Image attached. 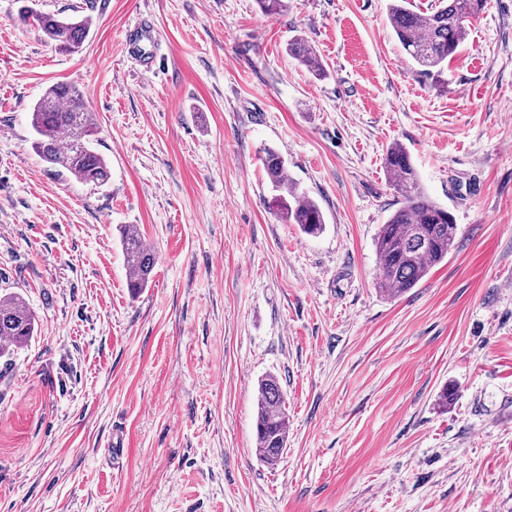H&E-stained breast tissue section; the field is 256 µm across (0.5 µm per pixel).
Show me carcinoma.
<instances>
[{
  "instance_id": "1",
  "label": "carcinoma",
  "mask_w": 512,
  "mask_h": 512,
  "mask_svg": "<svg viewBox=\"0 0 512 512\" xmlns=\"http://www.w3.org/2000/svg\"><path fill=\"white\" fill-rule=\"evenodd\" d=\"M266 15L288 11V0H257ZM485 0H447L426 14L413 9L411 0H391L389 23L409 58L430 75L441 73L464 43L468 23L483 10ZM34 20L44 36L63 50L80 51L91 27L89 17L68 18L56 14H36ZM288 54L308 70L321 73L316 53L305 40L288 42ZM36 134L33 149L48 164L76 180L100 186L109 179L106 160L93 146L97 124L88 112L80 88L71 83L51 85L31 112ZM266 177L274 191L277 214L286 224L298 225L307 235L324 229L318 204L292 180L286 160L267 149L262 157ZM391 182L400 194V206L381 225L375 241L378 257L377 288L390 298H398L415 287L430 269L448 257L454 246L458 225L447 208L431 200L422 190L417 171L407 150L392 144L385 157ZM121 241L128 263V288L136 294L148 286L156 257L143 243L139 232L126 228ZM36 319L19 297L0 296V341L20 346L35 331ZM256 448L269 465L282 457L288 442V414L279 379L268 375L258 384L256 401Z\"/></svg>"
}]
</instances>
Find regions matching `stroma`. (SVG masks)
<instances>
[{
	"instance_id": "obj_1",
	"label": "stroma",
	"mask_w": 512,
	"mask_h": 512,
	"mask_svg": "<svg viewBox=\"0 0 512 512\" xmlns=\"http://www.w3.org/2000/svg\"><path fill=\"white\" fill-rule=\"evenodd\" d=\"M388 4L0 0V293L37 322L0 358V512H512V0H486L434 78ZM24 6L90 17L82 52ZM142 21L148 75L123 42ZM297 37L324 77L289 55ZM62 81L91 93L103 186L32 148ZM395 143L458 234L390 299L375 239L400 200ZM267 148L320 235L270 207ZM124 225L156 255L135 295ZM269 374L289 420L272 467L254 423Z\"/></svg>"
}]
</instances>
